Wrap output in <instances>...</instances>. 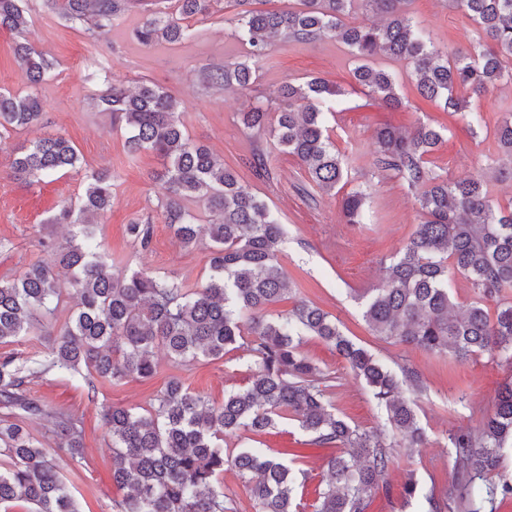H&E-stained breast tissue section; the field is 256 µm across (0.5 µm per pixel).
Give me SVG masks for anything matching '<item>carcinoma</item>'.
I'll return each mask as SVG.
<instances>
[{
  "label": "carcinoma",
  "instance_id": "1",
  "mask_svg": "<svg viewBox=\"0 0 512 512\" xmlns=\"http://www.w3.org/2000/svg\"><path fill=\"white\" fill-rule=\"evenodd\" d=\"M24 0H0V29L22 33L27 24ZM67 21H83L90 34L144 0H46ZM219 0H170L161 10H144L136 37L144 46L187 41L192 18L203 21ZM252 0H224L235 10L233 37L249 47L245 59L211 66L203 83L211 89L243 90L259 80L254 62L269 56L275 40L314 42L330 36L352 49L362 61L355 84L387 107L405 105L392 73L376 68L377 56L407 62L418 95L445 112H465L469 126L485 123L470 108L467 95H487L512 83V0H448L477 27L465 51H441L429 33L413 22L411 0H301V8L262 11L247 8ZM361 13L383 17L381 24L350 23ZM30 86L41 83L53 64L26 41L16 46ZM346 90L323 78L303 85L288 83L278 102L256 99L239 113L243 127L258 143L250 161L256 176L271 178L264 142L271 141L297 158L325 193L346 176L327 125ZM98 107L112 113L126 132L128 152L152 151L164 160V220L185 246L199 241L200 226L189 207L195 202L212 214L209 272L205 283L187 288L174 279L142 271L112 273L99 251V216L112 205V182L105 172L85 170L64 135L46 134L31 142L9 164V174L30 184L60 170L84 172L83 193L49 220L77 227L66 246L42 242L53 263L27 267L17 278L0 281V344L31 334L52 337L47 358L33 361L16 353L0 357V508L16 503L28 512H81L61 474L63 462L85 458L83 428L72 416L54 412L34 399L29 384L50 371L82 376L89 386L105 379L118 384L148 378L157 371L154 350L176 365L218 360L243 349L253 359L247 385L224 393L220 404L170 379L150 404L137 412L111 405L102 419L112 439V482L125 491L117 512H235L224 494L221 476L230 469L245 483L253 512H367L381 493L389 492L387 474L395 453L421 448L426 435L415 403L404 396L422 388L413 368L391 370L368 350L347 338L336 318L312 302L300 300L286 315L273 316L269 306L289 291L281 259L285 231L269 205L242 184L204 145L185 133L180 103L162 87L143 82L135 91L108 87ZM44 112L32 92L0 89V137L42 126ZM443 141L436 128L420 123L410 131L384 125L376 130V171L405 180L417 191L420 222L399 250L383 262V277L361 296L362 317L377 336L413 345L433 355L459 360L488 355L512 360V303L502 294L512 288V200L493 204L488 181L512 179V113L495 132V151L509 162L499 168L450 179L431 168V155ZM366 194L347 193L341 201L348 224H361ZM127 231L142 248L152 225L133 221ZM72 273L68 292L55 267ZM463 276L479 301L457 308L448 289L450 273ZM72 313L60 326L47 322L64 298ZM486 301L496 303L489 313ZM315 336L345 360L373 399L387 411L390 432L364 431L336 413L328 399L336 377L301 352ZM33 417L49 418L57 447L52 456L26 428ZM309 436L306 444L336 448L327 457L331 480L313 502L306 488L309 472L289 465L264 448L232 450L224 440L265 433L286 419ZM512 444V382L499 389L494 407L478 428L451 436L455 473L446 494L424 496L419 512H497L496 503L512 498V483L496 482L502 450Z\"/></svg>",
  "mask_w": 512,
  "mask_h": 512
}]
</instances>
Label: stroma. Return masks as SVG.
Returning <instances> with one entry per match:
<instances>
[{"label":"stroma","instance_id":"obj_1","mask_svg":"<svg viewBox=\"0 0 512 512\" xmlns=\"http://www.w3.org/2000/svg\"><path fill=\"white\" fill-rule=\"evenodd\" d=\"M409 9L414 22L444 51L467 48L475 35L474 24L461 11L448 8L445 0H412ZM28 14L26 37L53 60L54 68L36 89L46 127L0 139V280L18 277L29 264L49 261L41 238L62 242L73 231L72 226L52 223L51 218L82 193L80 174L61 171L29 185L6 173L12 154L46 131L64 133L77 148L84 168L111 176L112 206L100 217L97 235L112 260L114 274L142 270L176 278L190 287L205 282L208 237H201L193 248L183 247L174 238L161 208V160L145 151L130 157L125 132L114 128L111 113L97 105L96 97L106 85L132 88L144 80L155 82L180 101L187 135L233 168L285 226L282 263L292 292L271 307V314L287 312L301 299L313 302L337 318L346 336L390 369L406 365L421 375L424 389L416 401L427 442L412 457L394 460L388 476L390 490L378 495L368 512H417L420 496L445 492L453 477L451 435L478 426L499 387L512 381V363L486 355L458 361L384 341L369 330L360 296L364 289L379 285L381 260L396 252L420 220L415 191L403 180L374 173V133L386 124L401 129L430 124L444 136L431 158L433 169L455 179L467 177L492 162L487 152L489 137L503 113L512 111V86L501 85L493 95L477 98L486 125L482 135L475 136L461 113L442 111L417 95L404 75V63L384 57L376 60L377 67L396 75L401 94L411 103L408 109L391 110L355 85L352 71L358 60L344 44L330 37L312 43H275L269 58L259 64V90L264 95L275 97L282 84H301L314 77L347 91L343 110L331 123V137L348 169L345 191L361 190L367 195L366 223L348 224L341 215L340 195L320 191L296 158L268 149L272 177L256 178L248 165L255 142L239 122L251 90L224 93L204 88V68L242 60L247 53L232 36L230 13L220 9L196 23L193 40L150 47L139 44L133 35L140 21L136 9L92 37L85 24L59 18L44 0H29ZM146 218L152 221L153 238L145 250L128 236L126 226ZM302 351L321 369L335 374L337 382L329 399L338 413L364 430L387 429L385 409L354 378L343 359L313 336L306 338ZM156 359L157 371L148 379L118 385L99 381L90 387L81 377L52 372L29 386L31 396L48 409L70 414L83 424L85 459L63 468L82 512H116L115 502L122 497L112 482V441L102 421L103 407H149L174 376L218 404L226 391L246 385L251 375L250 358L239 350L221 360L187 366L173 364L161 350ZM410 479L416 482L419 496L406 503L400 492Z\"/></svg>","mask_w":512,"mask_h":512}]
</instances>
